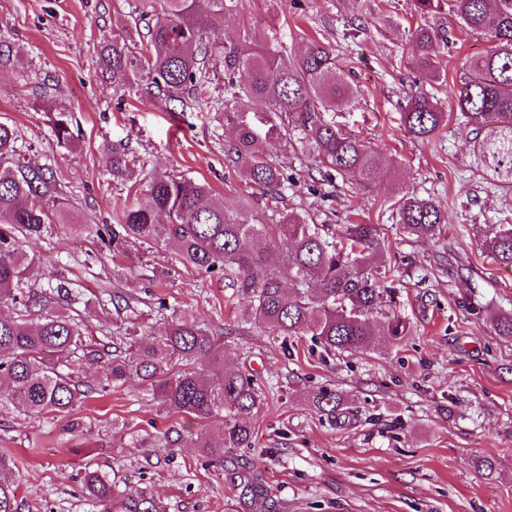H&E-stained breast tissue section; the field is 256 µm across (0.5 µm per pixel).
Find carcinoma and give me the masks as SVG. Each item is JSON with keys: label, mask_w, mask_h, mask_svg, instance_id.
Returning a JSON list of instances; mask_svg holds the SVG:
<instances>
[{"label": "carcinoma", "mask_w": 512, "mask_h": 512, "mask_svg": "<svg viewBox=\"0 0 512 512\" xmlns=\"http://www.w3.org/2000/svg\"><path fill=\"white\" fill-rule=\"evenodd\" d=\"M462 28L489 34L494 45L465 64L455 91L456 106L475 132L473 155L490 181L512 188V0H455ZM243 0H149L141 13L101 47L100 60L112 73L115 93L143 91L181 111L221 108L233 122L235 138L224 145V160L268 199L295 185V178L264 152L274 136L299 150L321 184L340 179L367 184L378 169L372 148L341 126L321 120L353 96L337 74L336 55L311 41L297 55L278 49L273 37L249 33L236 43L217 46L208 31L224 15L242 9ZM438 39L428 27L415 30L414 60L431 81L443 76L429 53ZM224 76V98L210 87ZM406 132L428 140L448 122L424 90L414 92L402 112ZM14 128L0 123V414L28 417L67 413L95 391L107 392L137 378L148 386L158 410L199 420L190 435L205 463L224 468V455L255 445V428L242 421L258 407L264 382L256 375L224 369V344L212 331L187 318H175L159 335L139 339L136 328L109 338L98 349L87 345L86 326L62 308L35 309L22 291L35 258L25 246L39 239L61 214L53 203L56 185L41 168L20 162ZM134 174L126 151L112 150V176ZM398 224L411 235L434 236L443 216L429 199L397 196ZM268 225L253 205L235 207L207 184L166 173L150 174L146 196L125 208L106 232L112 252L139 241L171 245L182 263L224 278L227 302L247 299L250 323L283 341L312 336L327 351H363L384 336L399 345L411 335L394 310L396 288L378 276L373 259L381 238L373 224H346L340 235L320 232L298 213L286 215L267 236ZM490 258L512 268V225L484 240ZM103 364L93 388L79 379L76 366ZM342 394L322 390L313 406L334 419ZM15 456L0 452V512H18ZM241 494L266 510L261 480L240 477ZM81 493L106 512H163L147 489L120 488L96 458L84 464Z\"/></svg>", "instance_id": "obj_1"}]
</instances>
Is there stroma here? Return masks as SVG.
Instances as JSON below:
<instances>
[{
	"mask_svg": "<svg viewBox=\"0 0 512 512\" xmlns=\"http://www.w3.org/2000/svg\"><path fill=\"white\" fill-rule=\"evenodd\" d=\"M143 0H0V45L13 48L0 64V122L15 128L32 167L49 169L65 209L30 244L43 258L26 284L46 297L68 281L88 301L81 316L93 340L126 322L141 334L164 328L178 313L224 337V366L258 374L265 397L252 421L255 446L237 451L223 469L205 465L196 449L154 445L172 424L144 385L131 381L85 400L69 416L0 415V450L17 456L20 512H98L80 493L88 440L105 442L97 460L129 488L148 487L166 512H256L240 493L239 475L260 474L273 512H512V339L497 335L493 316L512 313V268L481 247L512 224V188L487 180L473 163V133L454 104L466 60L493 41L463 30L451 7L420 16L413 0H246L211 33L231 43L244 30L276 33L288 53L317 40L335 52L355 95L326 120L346 126L379 154L371 184L337 183L323 197L309 165L277 139L266 153L298 181L282 198L253 194L227 167L224 144L234 133L223 113L168 110L148 98L114 94L97 46L117 18L142 10ZM438 31L447 69L428 92L448 124L421 141L406 134L401 112L421 82L412 61L415 29ZM65 111L69 144L53 122ZM159 172L207 181L234 206L253 199L265 214L308 212L340 231L378 225L388 245L385 271L397 287V310L412 328L396 346L377 337L373 350L326 353L304 337L291 344L246 323L248 303L229 305L222 280L181 264L168 247H129L113 255L95 229L115 224L141 185L112 177V150ZM430 198L445 223L436 237L400 228L392 202L401 192ZM50 308L63 307L46 297ZM338 390L347 412L329 419L311 399ZM128 437L112 438L113 425ZM495 460L487 477L478 460Z\"/></svg>",
	"mask_w": 512,
	"mask_h": 512,
	"instance_id": "35a3bbf8",
	"label": "stroma"
}]
</instances>
